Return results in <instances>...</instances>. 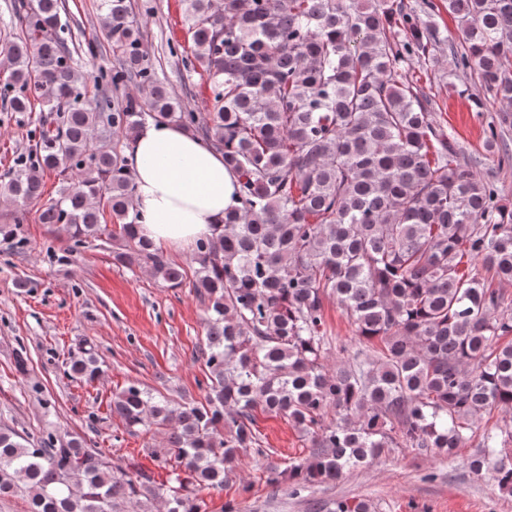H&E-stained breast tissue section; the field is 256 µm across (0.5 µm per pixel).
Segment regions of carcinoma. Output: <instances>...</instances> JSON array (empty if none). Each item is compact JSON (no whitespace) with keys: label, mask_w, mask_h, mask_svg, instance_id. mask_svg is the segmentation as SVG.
I'll list each match as a JSON object with an SVG mask.
<instances>
[{"label":"carcinoma","mask_w":512,"mask_h":512,"mask_svg":"<svg viewBox=\"0 0 512 512\" xmlns=\"http://www.w3.org/2000/svg\"><path fill=\"white\" fill-rule=\"evenodd\" d=\"M193 68L210 92L206 122L161 81L128 0H102L114 64L145 101L100 91L86 101L63 28V0H14L18 36L0 42V91L13 111L40 106L38 138L0 174V197L40 198L43 174L63 186L39 214L73 252L102 237L112 261L167 288L186 271L140 232L124 149L167 121L224 155L240 206L194 250L192 288L205 306L199 356L204 400L176 403L131 383L112 397L130 433L156 427L151 450L172 474L114 465L77 438L35 442L0 427V495L23 487L29 512H204L199 493L232 481L241 457L269 456L255 413L282 415L309 438L307 457L271 465L266 481L298 494L396 448L450 455L479 437L470 472L512 495V201L460 163L461 150L410 78L408 60L443 40L435 5L404 0H180ZM460 24L453 68L512 101V0H445ZM110 213L118 229L104 226ZM333 298L369 343L329 369L324 301ZM97 354L67 374L92 380ZM329 512H377L341 498Z\"/></svg>","instance_id":"obj_1"}]
</instances>
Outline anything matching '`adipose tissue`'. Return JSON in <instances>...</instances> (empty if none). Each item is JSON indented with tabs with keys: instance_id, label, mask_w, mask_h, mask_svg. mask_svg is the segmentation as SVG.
<instances>
[{
	"instance_id": "obj_1",
	"label": "adipose tissue",
	"mask_w": 512,
	"mask_h": 512,
	"mask_svg": "<svg viewBox=\"0 0 512 512\" xmlns=\"http://www.w3.org/2000/svg\"><path fill=\"white\" fill-rule=\"evenodd\" d=\"M142 233L161 248L193 251L225 211L238 207V176L199 138L168 122L150 123L129 141Z\"/></svg>"
}]
</instances>
